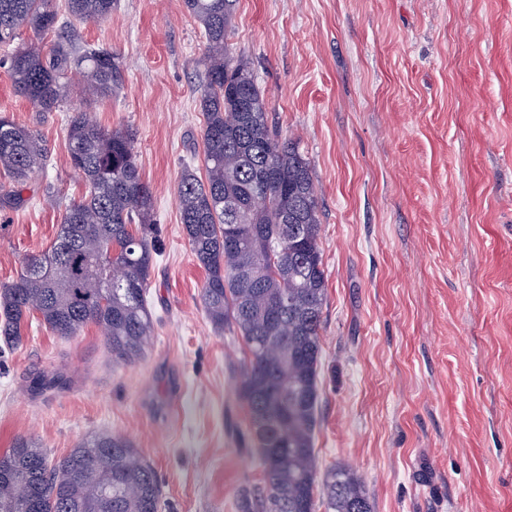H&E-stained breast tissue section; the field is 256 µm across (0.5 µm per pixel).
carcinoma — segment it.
<instances>
[{
    "label": "carcinoma",
    "mask_w": 512,
    "mask_h": 512,
    "mask_svg": "<svg viewBox=\"0 0 512 512\" xmlns=\"http://www.w3.org/2000/svg\"><path fill=\"white\" fill-rule=\"evenodd\" d=\"M81 22L112 15L114 0H64ZM207 47L199 99L205 176L185 170L177 186L180 223L207 278L210 323L241 336L247 361L237 390L261 462L262 489L241 512H373L367 491L345 465L322 471L314 448L318 422L322 316L327 286L311 171L298 147L268 122L249 62L228 54L236 0H184ZM52 0H0V44L29 29L37 41L7 55L17 93L51 112L80 87L89 101L112 97L124 70L112 50L66 40L44 52L56 28ZM72 169L86 192L66 207L55 241L28 256L0 285V337L22 343L38 314L58 336L97 325L115 365L147 355L154 322L147 294L156 252L154 197L142 180L135 135L106 130L89 113L68 119ZM34 128L0 115V170L17 185L46 164ZM156 471L128 438L96 431L51 461L30 437L0 453V512H159Z\"/></svg>",
    "instance_id": "1"
}]
</instances>
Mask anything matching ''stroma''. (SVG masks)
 <instances>
[{
  "instance_id": "35a3bbf8",
  "label": "stroma",
  "mask_w": 512,
  "mask_h": 512,
  "mask_svg": "<svg viewBox=\"0 0 512 512\" xmlns=\"http://www.w3.org/2000/svg\"><path fill=\"white\" fill-rule=\"evenodd\" d=\"M59 37L124 67L88 110L137 138L155 329L143 361L116 366L97 326L62 338L30 317L0 349V453L30 436L60 457L109 429L157 470L160 512H239L261 470L236 390L244 347L205 315L176 199L202 167L204 30L183 0H116L102 22L61 10L43 48ZM230 42L314 181L323 467L352 468L374 512H512V0H237ZM7 52L0 113L37 128L50 158L0 204V284L84 192L67 140L79 98L37 111Z\"/></svg>"
}]
</instances>
